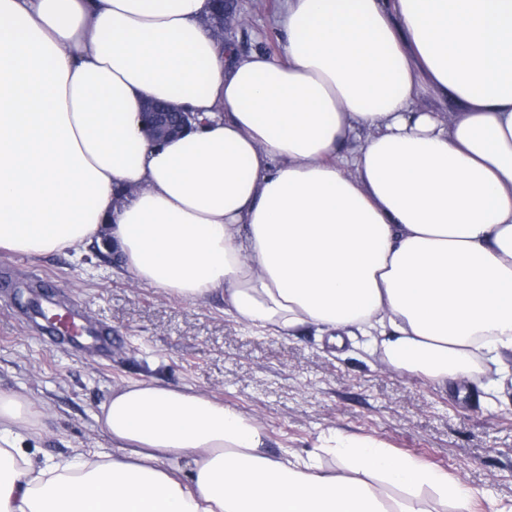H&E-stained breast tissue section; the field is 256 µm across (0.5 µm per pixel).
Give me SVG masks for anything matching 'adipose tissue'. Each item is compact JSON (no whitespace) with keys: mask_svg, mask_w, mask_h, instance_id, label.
<instances>
[{"mask_svg":"<svg viewBox=\"0 0 512 512\" xmlns=\"http://www.w3.org/2000/svg\"><path fill=\"white\" fill-rule=\"evenodd\" d=\"M211 0H0V250L95 243L139 286L221 295L444 386L512 354V0H284L279 56L224 50ZM197 120L160 145L146 100ZM359 150L348 145L358 132ZM0 392V512H420L369 476L447 475L356 438L274 455L256 421L155 382L101 407L111 452L34 464ZM339 451L346 472L324 469Z\"/></svg>","mask_w":512,"mask_h":512,"instance_id":"ef3b65f1","label":"adipose tissue"}]
</instances>
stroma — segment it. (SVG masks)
Here are the masks:
<instances>
[{
  "instance_id": "obj_1",
  "label": "stroma",
  "mask_w": 512,
  "mask_h": 512,
  "mask_svg": "<svg viewBox=\"0 0 512 512\" xmlns=\"http://www.w3.org/2000/svg\"><path fill=\"white\" fill-rule=\"evenodd\" d=\"M235 2L247 21L227 40L241 53L277 55L282 0L260 9ZM0 264L25 286L55 279L57 301L112 330L107 357L49 342L35 319L20 316L15 291L0 290V391L45 408L22 443L34 461L111 450L102 404L114 388L157 382L204 392L262 424L272 449L303 454L333 434L366 438L462 482L470 512L512 506V355L472 382L440 387L394 371L381 350L349 337L338 346L313 327L256 333L226 316L220 298L189 303L134 286L95 245L42 257L0 250Z\"/></svg>"
}]
</instances>
